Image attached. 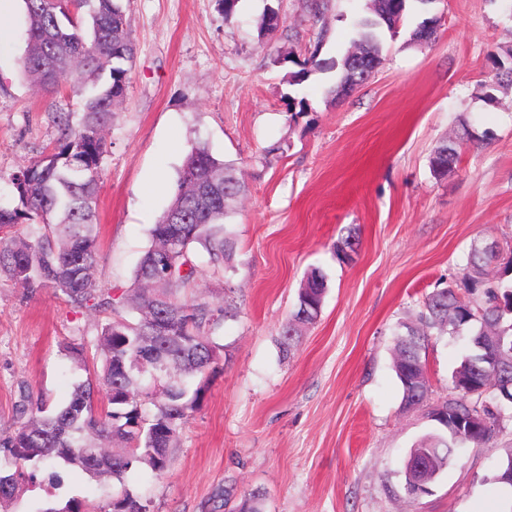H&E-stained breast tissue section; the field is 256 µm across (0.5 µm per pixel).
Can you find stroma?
<instances>
[{"label": "stroma", "mask_w": 512, "mask_h": 512, "mask_svg": "<svg viewBox=\"0 0 512 512\" xmlns=\"http://www.w3.org/2000/svg\"><path fill=\"white\" fill-rule=\"evenodd\" d=\"M371 0H123L137 41L125 102L101 167L97 278L127 286L149 245L148 229L169 205L192 145L241 170L248 186L228 222L236 268L203 273L192 293L211 309L232 299L234 319L217 330L224 370L210 382L161 479L130 474L150 512H225V500L258 491L263 512H512L495 482L512 419L488 446L460 449L431 485L409 499L403 463L436 428L427 408H404L393 370L394 333L426 294L457 280L474 239L512 248V88L487 105V53L512 45V0H433L413 5L398 37L382 35V63L362 87L327 96L341 72L327 66L292 84L311 48L341 59L354 21ZM278 8L280 27L259 38L256 20ZM440 16L435 42L412 41L426 14ZM10 36L0 42V196L7 176L53 141V112H75L68 90L41 92L22 79L27 19L14 0ZM325 31L315 45L317 31ZM304 100L298 118L289 100ZM464 140L454 172L436 178L430 154ZM359 246L339 260L336 242ZM326 276L317 322L289 355L282 325L311 269ZM94 315L51 290L22 291L0 280V422L28 393L64 402L71 364L64 342L96 333ZM462 336L431 339L421 352L429 402L449 394L466 352ZM42 472L0 512H31L67 501L105 500L107 489L78 471Z\"/></svg>", "instance_id": "obj_1"}]
</instances>
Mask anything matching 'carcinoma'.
<instances>
[{"label": "carcinoma", "instance_id": "1", "mask_svg": "<svg viewBox=\"0 0 512 512\" xmlns=\"http://www.w3.org/2000/svg\"><path fill=\"white\" fill-rule=\"evenodd\" d=\"M27 18L26 49L21 74L45 91L67 85L80 97L79 123L71 113L54 116L56 138L40 156L8 178L14 202H0V277L19 288L44 287L73 309L101 318L96 335L74 339L63 351L74 369L86 377L74 381L70 399L52 403L45 392L28 396L16 408L12 423L0 426V450L8 469L0 468V503L13 499L20 486L32 483L43 467H72L91 478L120 484L104 502H67L34 512H149L147 502L126 485L132 470L158 478L172 464V448L192 413L199 409L218 372L224 346L214 333L233 316L226 307L214 313L188 296L203 268L224 276L236 255V239L224 220L246 192L245 181L231 164L205 146L185 156L177 192L167 210L149 229L150 245L133 281L121 295L100 285L96 277L99 224L96 205L101 164L116 107L131 84L129 63L135 39L122 0H23ZM410 0H373L372 16L356 24L348 51L338 62L339 85L366 82L381 64L379 29L391 27L395 15L406 17ZM326 30L317 33L316 48L294 73L299 83L317 60ZM496 78L479 85L478 97L488 105L497 93L512 88V47L487 54ZM453 141L433 150L430 168L442 178L460 162ZM499 265L502 273L490 275ZM512 256L487 252L475 241L466 257L460 282L423 300L415 322L400 324L393 368L401 384L403 404L415 408L427 394L419 391L425 376L421 351L433 332L468 333L467 353L452 380L475 391H451L434 405L431 420L446 427L448 417L464 419L483 412L489 426L482 432L423 436L404 463L405 490L437 476L455 458V449L484 447L512 409ZM326 292L324 274L313 269L298 291L296 313L281 329L283 352L290 353L301 328L320 317Z\"/></svg>", "mask_w": 512, "mask_h": 512}]
</instances>
